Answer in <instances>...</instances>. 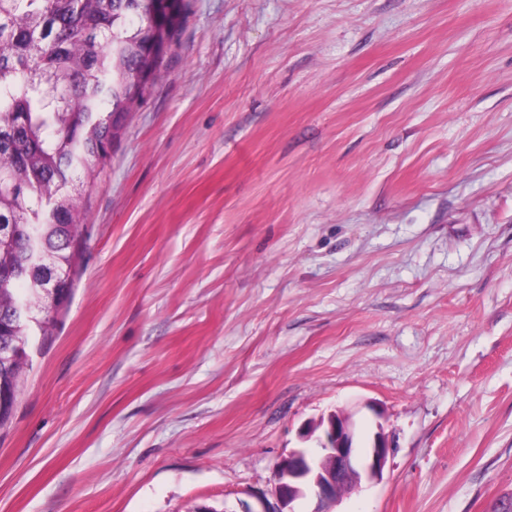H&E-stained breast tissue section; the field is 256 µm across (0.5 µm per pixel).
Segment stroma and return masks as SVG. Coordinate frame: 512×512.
<instances>
[{"mask_svg": "<svg viewBox=\"0 0 512 512\" xmlns=\"http://www.w3.org/2000/svg\"><path fill=\"white\" fill-rule=\"evenodd\" d=\"M0 429V512H258L334 412L332 512L512 501V0H184ZM317 440L315 451L297 450L277 463L274 501L262 495L258 512H296L292 504L305 490L317 499L313 512H329L322 508L356 488L363 475L379 477L393 448L381 431L374 433L371 447H359L352 417L344 413L330 415Z\"/></svg>", "mask_w": 512, "mask_h": 512, "instance_id": "1", "label": "stroma"}]
</instances>
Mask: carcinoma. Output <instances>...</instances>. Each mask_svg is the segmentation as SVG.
I'll use <instances>...</instances> for the list:
<instances>
[{"label":"carcinoma","mask_w":512,"mask_h":512,"mask_svg":"<svg viewBox=\"0 0 512 512\" xmlns=\"http://www.w3.org/2000/svg\"><path fill=\"white\" fill-rule=\"evenodd\" d=\"M181 12L182 0H0V344L17 353L0 364V426L70 296L96 167Z\"/></svg>","instance_id":"obj_1"}]
</instances>
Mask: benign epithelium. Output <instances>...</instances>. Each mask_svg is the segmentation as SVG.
Wrapping results in <instances>:
<instances>
[{"instance_id": "benign-epithelium-1", "label": "benign epithelium", "mask_w": 512, "mask_h": 512, "mask_svg": "<svg viewBox=\"0 0 512 512\" xmlns=\"http://www.w3.org/2000/svg\"><path fill=\"white\" fill-rule=\"evenodd\" d=\"M318 441L320 448L297 450L277 463L274 501L261 497L260 512H294L292 504L307 490L317 499L314 512H326L324 506L356 488L362 477L380 476L392 448L381 431L371 447H359L352 417L344 413L329 416Z\"/></svg>"}]
</instances>
